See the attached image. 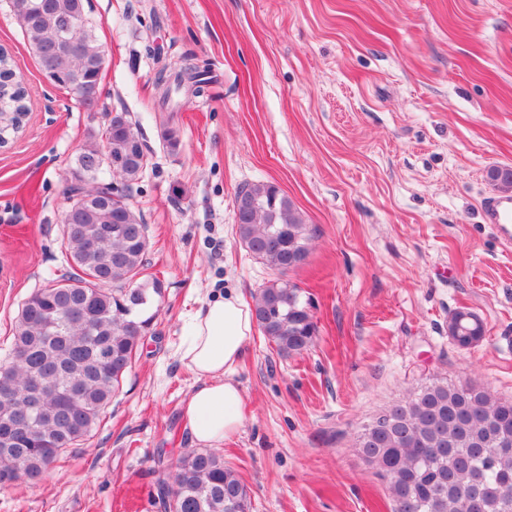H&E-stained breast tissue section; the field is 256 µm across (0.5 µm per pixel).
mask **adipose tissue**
I'll list each match as a JSON object with an SVG mask.
<instances>
[{"mask_svg": "<svg viewBox=\"0 0 512 512\" xmlns=\"http://www.w3.org/2000/svg\"><path fill=\"white\" fill-rule=\"evenodd\" d=\"M255 330L251 304L232 291L207 297L191 315L178 355L196 378L183 410L194 444L215 447L238 432L243 395L233 375Z\"/></svg>", "mask_w": 512, "mask_h": 512, "instance_id": "adipose-tissue-1", "label": "adipose tissue"}]
</instances>
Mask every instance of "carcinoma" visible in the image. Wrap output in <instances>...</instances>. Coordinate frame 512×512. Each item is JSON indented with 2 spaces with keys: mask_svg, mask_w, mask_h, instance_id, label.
I'll list each match as a JSON object with an SVG mask.
<instances>
[{
  "mask_svg": "<svg viewBox=\"0 0 512 512\" xmlns=\"http://www.w3.org/2000/svg\"><path fill=\"white\" fill-rule=\"evenodd\" d=\"M34 19L16 15L32 53L42 59L57 19L84 15V0H48ZM73 35L84 44L79 57L63 54L57 68L66 80L99 84L101 47L86 20ZM193 81L201 97L209 81L201 67L185 58L178 73L160 71L157 83L180 90ZM29 112L27 90L11 56L0 50V114L5 136ZM117 126H106L102 140H89L75 157L106 148L116 167L87 182L84 209L70 218L63 238V265L47 285L34 291L18 315L8 367L0 369V432L14 442L0 443V489L46 476L67 448L88 436L119 389L139 346L149 333L154 304L164 284L141 278L148 250L147 225L130 202L149 159L137 126L127 113ZM118 179L126 193L109 201L99 184ZM489 182L512 191V168L487 170ZM234 226L240 243L278 277L253 296L257 326L283 358L312 347L317 324L310 300L287 278L308 258L313 228L293 201L274 184L249 183L236 196ZM485 335L483 321L465 307L448 314V335ZM35 410L37 428L18 429L14 418ZM384 423L365 425L354 447L365 465L385 483L393 512H512V401L489 389L434 380L381 412ZM164 512H251L249 489L238 472L211 451L183 455L172 481L156 485Z\"/></svg>",
  "mask_w": 512,
  "mask_h": 512,
  "instance_id": "1",
  "label": "carcinoma"
}]
</instances>
